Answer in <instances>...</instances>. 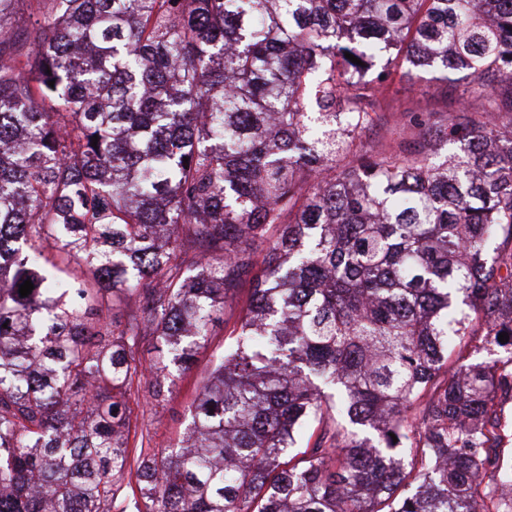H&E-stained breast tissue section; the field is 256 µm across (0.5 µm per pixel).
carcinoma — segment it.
I'll return each instance as SVG.
<instances>
[{
    "label": "carcinoma",
    "instance_id": "cac0c4a2",
    "mask_svg": "<svg viewBox=\"0 0 512 512\" xmlns=\"http://www.w3.org/2000/svg\"><path fill=\"white\" fill-rule=\"evenodd\" d=\"M391 48L465 87L361 153ZM242 285L184 437L130 458L139 342L158 404ZM475 317L504 355L457 367ZM503 390L512 0H0V512H512Z\"/></svg>",
    "mask_w": 512,
    "mask_h": 512
}]
</instances>
